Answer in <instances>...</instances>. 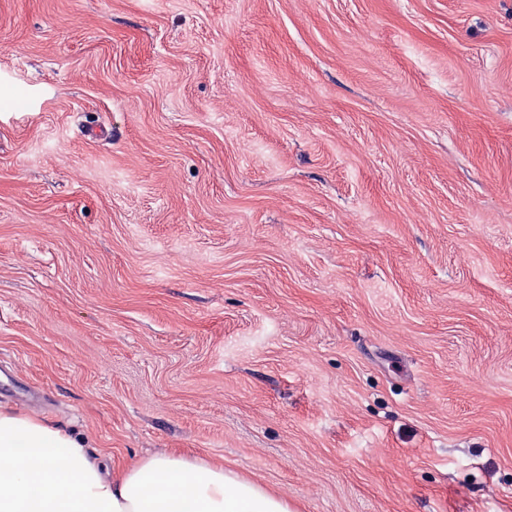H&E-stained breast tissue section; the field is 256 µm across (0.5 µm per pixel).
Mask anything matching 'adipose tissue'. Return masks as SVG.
Segmentation results:
<instances>
[{
    "label": "adipose tissue",
    "instance_id": "adipose-tissue-1",
    "mask_svg": "<svg viewBox=\"0 0 512 512\" xmlns=\"http://www.w3.org/2000/svg\"><path fill=\"white\" fill-rule=\"evenodd\" d=\"M0 512H298L224 465L149 456L108 472L104 455L46 418L0 408Z\"/></svg>",
    "mask_w": 512,
    "mask_h": 512
}]
</instances>
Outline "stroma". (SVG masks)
<instances>
[{
    "label": "stroma",
    "mask_w": 512,
    "mask_h": 512,
    "mask_svg": "<svg viewBox=\"0 0 512 512\" xmlns=\"http://www.w3.org/2000/svg\"><path fill=\"white\" fill-rule=\"evenodd\" d=\"M0 406L512 512V0H0Z\"/></svg>",
    "instance_id": "obj_1"
}]
</instances>
